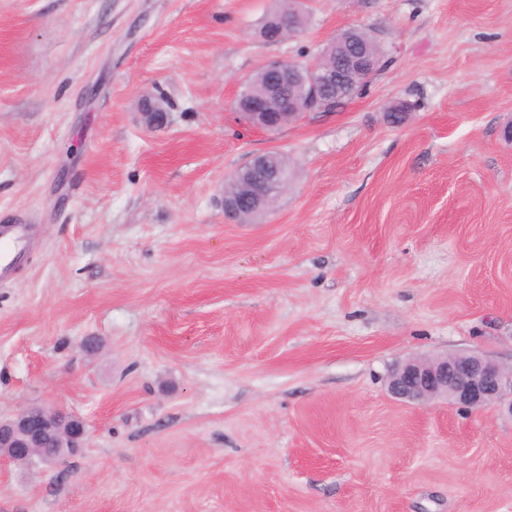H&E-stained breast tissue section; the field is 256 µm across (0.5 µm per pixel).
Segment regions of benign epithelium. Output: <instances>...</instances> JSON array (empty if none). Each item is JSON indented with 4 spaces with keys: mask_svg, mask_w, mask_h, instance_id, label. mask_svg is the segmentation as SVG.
<instances>
[{
    "mask_svg": "<svg viewBox=\"0 0 512 512\" xmlns=\"http://www.w3.org/2000/svg\"><path fill=\"white\" fill-rule=\"evenodd\" d=\"M329 52L333 59L329 66L319 60L306 66L266 61L262 70L274 72V78L262 92L241 100L238 110L244 120L266 132L278 131L317 103L336 106L340 101L337 88L357 77L368 81L381 69L378 61L367 58L355 37L331 42ZM141 117L148 127L166 124L164 100L147 99ZM234 179L238 191L224 196V214L232 221L256 217L271 208L288 185L289 175L278 153L270 151L251 157ZM387 388L394 398L409 404L423 406L444 398L468 410L496 405L512 416V367L478 353L408 358L391 370ZM87 437L86 423L79 415L55 406H30L0 418V459L18 465L30 453L39 452L42 464L52 466L85 447Z\"/></svg>",
    "mask_w": 512,
    "mask_h": 512,
    "instance_id": "1",
    "label": "benign epithelium"
}]
</instances>
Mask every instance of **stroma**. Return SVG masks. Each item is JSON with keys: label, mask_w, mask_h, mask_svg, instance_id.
<instances>
[{"label": "stroma", "mask_w": 512, "mask_h": 512, "mask_svg": "<svg viewBox=\"0 0 512 512\" xmlns=\"http://www.w3.org/2000/svg\"><path fill=\"white\" fill-rule=\"evenodd\" d=\"M0 0V417L89 437L0 462V512H512V416L411 407L399 360L512 366V0ZM358 28L383 69L278 133L237 99L266 60ZM169 119L147 127L145 95ZM408 107L404 124L385 114ZM277 151L251 223L224 183ZM275 151L251 157L233 178L238 184V191L224 195V214L237 223V218L257 217L276 201L279 193L288 185V157L282 154V162ZM27 234V228L21 224L0 226V277L20 256ZM87 437L86 423L79 415L55 406H30L0 418V459L18 465L30 453L41 452L42 464L52 466L85 448Z\"/></svg>", "instance_id": "stroma-1"}]
</instances>
